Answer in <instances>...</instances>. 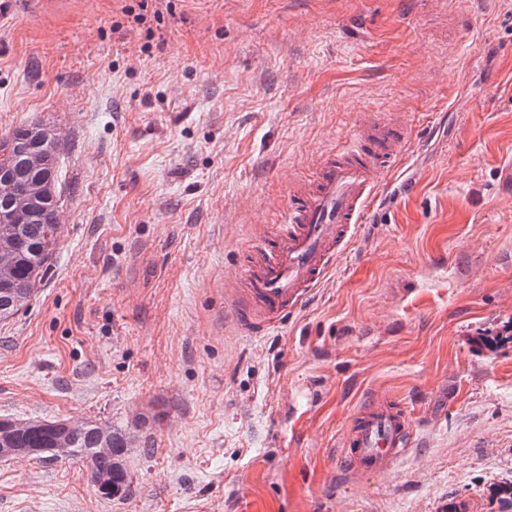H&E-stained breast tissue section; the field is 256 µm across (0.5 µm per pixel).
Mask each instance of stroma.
<instances>
[{
  "label": "stroma",
  "mask_w": 512,
  "mask_h": 512,
  "mask_svg": "<svg viewBox=\"0 0 512 512\" xmlns=\"http://www.w3.org/2000/svg\"><path fill=\"white\" fill-rule=\"evenodd\" d=\"M364 118L416 134L412 189L242 332L258 235ZM38 122L61 238L0 321V419L129 433L133 483L4 458L0 512H512V0H0V136ZM384 395L413 444L347 482Z\"/></svg>",
  "instance_id": "35a3bbf8"
}]
</instances>
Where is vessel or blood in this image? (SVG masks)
<instances>
[{"label": "vessel or blood", "mask_w": 512, "mask_h": 512, "mask_svg": "<svg viewBox=\"0 0 512 512\" xmlns=\"http://www.w3.org/2000/svg\"><path fill=\"white\" fill-rule=\"evenodd\" d=\"M406 143L395 124L364 122L318 166L313 184L294 190L274 246L234 297L241 330L263 333L307 302L387 194L385 178L403 166ZM412 436L411 414L401 402L389 396L368 401L350 417L343 436L341 458L348 476L387 473Z\"/></svg>", "instance_id": "1"}]
</instances>
